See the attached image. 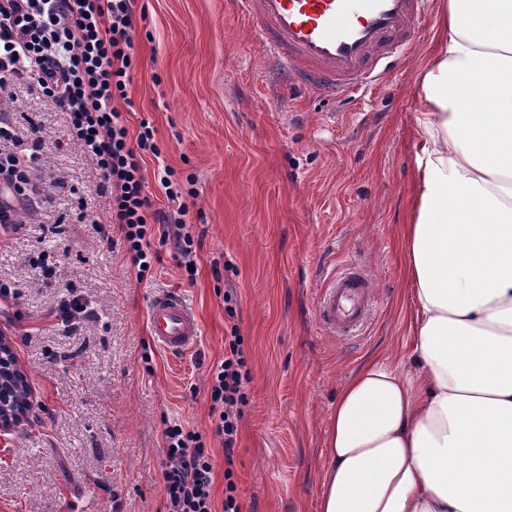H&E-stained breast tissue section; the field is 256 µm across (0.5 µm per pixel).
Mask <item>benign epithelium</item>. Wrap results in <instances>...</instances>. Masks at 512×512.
Returning a JSON list of instances; mask_svg holds the SVG:
<instances>
[{
	"mask_svg": "<svg viewBox=\"0 0 512 512\" xmlns=\"http://www.w3.org/2000/svg\"><path fill=\"white\" fill-rule=\"evenodd\" d=\"M34 395L25 374L18 367L11 339L0 333V435L30 423Z\"/></svg>",
	"mask_w": 512,
	"mask_h": 512,
	"instance_id": "7a95c632",
	"label": "benign epithelium"
}]
</instances>
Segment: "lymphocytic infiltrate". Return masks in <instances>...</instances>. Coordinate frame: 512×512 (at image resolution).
<instances>
[{"mask_svg": "<svg viewBox=\"0 0 512 512\" xmlns=\"http://www.w3.org/2000/svg\"><path fill=\"white\" fill-rule=\"evenodd\" d=\"M135 0H0V99L19 88L41 94L67 116L70 142L92 163L97 189L111 196L110 223L118 225L139 272L150 269L152 232L190 258L199 242L186 230V191L173 168L158 180L170 203L154 209L145 194L144 156H160L156 130L141 122L130 137L115 100H127L134 69ZM32 150H10L12 126H0V229L18 232L20 213L31 209V179L39 160L43 130L30 123ZM252 380L248 352L238 326L224 339V357L208 374L214 434L224 447V502L213 499V463L200 433L179 424L164 431L166 459L163 512H242L233 469L243 408Z\"/></svg>", "mask_w": 512, "mask_h": 512, "instance_id": "obj_1", "label": "lymphocytic infiltrate"}]
</instances>
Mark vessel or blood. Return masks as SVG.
<instances>
[{
	"instance_id": "obj_1",
	"label": "vessel or blood",
	"mask_w": 512,
	"mask_h": 512,
	"mask_svg": "<svg viewBox=\"0 0 512 512\" xmlns=\"http://www.w3.org/2000/svg\"><path fill=\"white\" fill-rule=\"evenodd\" d=\"M225 12L246 19L252 40L282 64L291 92L343 101L421 39L431 0H226ZM317 312L332 333L357 335L372 312L366 274L350 266L334 275ZM147 324L153 343L171 354L194 349L200 336L194 308L176 291L152 294Z\"/></svg>"
}]
</instances>
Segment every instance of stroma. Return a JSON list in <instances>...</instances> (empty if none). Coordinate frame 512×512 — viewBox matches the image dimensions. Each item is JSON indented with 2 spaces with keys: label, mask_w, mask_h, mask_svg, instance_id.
Returning a JSON list of instances; mask_svg holds the SVG:
<instances>
[{
  "label": "stroma",
  "mask_w": 512,
  "mask_h": 512,
  "mask_svg": "<svg viewBox=\"0 0 512 512\" xmlns=\"http://www.w3.org/2000/svg\"><path fill=\"white\" fill-rule=\"evenodd\" d=\"M136 65L124 116L156 129L146 193L169 203L159 165L192 179L188 230L203 244L187 272L169 246L138 276L120 230L104 243L109 200L67 140L65 116L19 91L10 116L36 115L50 143L34 173L37 209L0 235V301L35 395L29 425L0 440V512H160L165 421L201 432L214 450V495L224 499V452L213 434L209 368L237 323L252 381L234 471L243 512H318L332 407L367 362L407 358L412 336L404 280L405 228L415 189V93L437 33L425 26L382 80L349 101L289 95L275 65L224 0H135ZM56 257L51 282L29 266ZM364 270L373 313L353 337L331 334L317 299L335 272ZM181 291L198 313L196 347L169 355L146 323L153 292ZM234 290L235 319L224 312ZM89 316L61 324L68 295Z\"/></svg>",
  "instance_id": "obj_1"
}]
</instances>
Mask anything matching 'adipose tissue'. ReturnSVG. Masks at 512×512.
Instances as JSON below:
<instances>
[{"instance_id": "obj_1", "label": "adipose tissue", "mask_w": 512, "mask_h": 512, "mask_svg": "<svg viewBox=\"0 0 512 512\" xmlns=\"http://www.w3.org/2000/svg\"><path fill=\"white\" fill-rule=\"evenodd\" d=\"M416 82L406 366L340 390L319 512H512V0H439Z\"/></svg>"}]
</instances>
